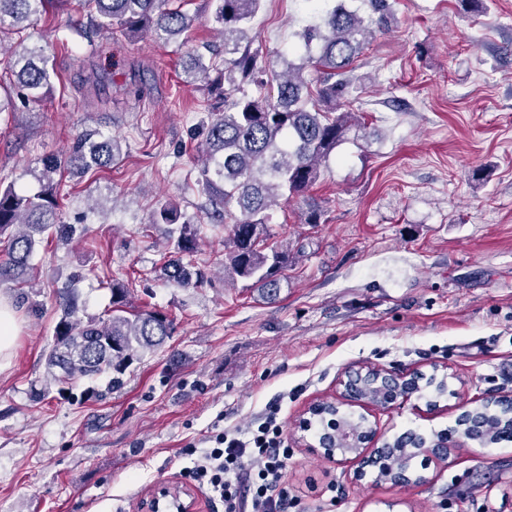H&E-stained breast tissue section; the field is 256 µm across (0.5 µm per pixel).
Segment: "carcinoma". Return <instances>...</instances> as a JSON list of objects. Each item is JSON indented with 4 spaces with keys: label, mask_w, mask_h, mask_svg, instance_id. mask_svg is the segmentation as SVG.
I'll use <instances>...</instances> for the list:
<instances>
[{
    "label": "carcinoma",
    "mask_w": 512,
    "mask_h": 512,
    "mask_svg": "<svg viewBox=\"0 0 512 512\" xmlns=\"http://www.w3.org/2000/svg\"><path fill=\"white\" fill-rule=\"evenodd\" d=\"M68 0H0V42L4 36L57 15ZM91 28L120 29L130 37L150 35L167 44L180 39L195 24L214 25L222 48L208 44L187 53L189 83H205L220 109L203 123L204 159L198 183L208 197L207 214L228 230L224 239V271L232 279L257 289L263 299L279 294L285 272L296 257L286 245H270L269 224L275 207L303 196L320 179L336 147L349 137L360 138L361 121L342 110L353 79L349 67L372 36L391 27L388 0H369L364 17L347 0L335 5L321 22L298 34L302 53L294 62L284 56L263 57L252 50L256 38L250 27L262 0H207V11L190 13L169 0H84ZM15 58L13 88L32 102L40 101L56 77L50 45L10 46ZM122 155L120 141L97 130L76 136L68 154L45 157L32 175L39 184L33 195L14 186H0V237L7 238L0 261V283L20 280L33 287L29 259L38 238L56 235L71 239L76 229L61 220L58 176L64 169L81 175L93 167H108ZM154 224L173 226V257L163 266L166 280L181 288H196L207 273L195 263L200 221L181 215L174 204L154 211ZM111 294L104 317L78 316L77 296L63 290L61 315L49 347L38 393L98 376L119 385L131 364L161 346L171 336L173 320L160 310H128L137 291L132 279H107ZM481 428L472 437L482 445L502 440L499 428L508 421L503 412L480 408ZM391 467L407 470L415 451L393 442Z\"/></svg>",
    "instance_id": "carcinoma-1"
}]
</instances>
